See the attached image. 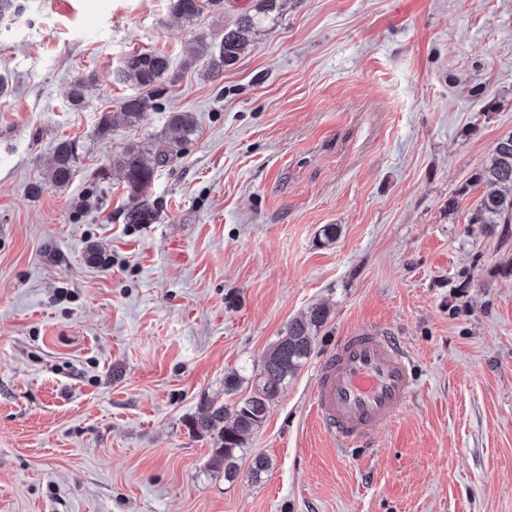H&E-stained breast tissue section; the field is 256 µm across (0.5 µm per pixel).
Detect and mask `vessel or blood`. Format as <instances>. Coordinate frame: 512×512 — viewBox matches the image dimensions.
<instances>
[{
	"label": "vessel or blood",
	"instance_id": "obj_1",
	"mask_svg": "<svg viewBox=\"0 0 512 512\" xmlns=\"http://www.w3.org/2000/svg\"><path fill=\"white\" fill-rule=\"evenodd\" d=\"M414 393L409 359L384 329L341 336L320 363L312 399L326 430L352 447L393 423Z\"/></svg>",
	"mask_w": 512,
	"mask_h": 512
}]
</instances>
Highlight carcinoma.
Listing matches in <instances>:
<instances>
[{
    "label": "carcinoma",
    "mask_w": 512,
    "mask_h": 512,
    "mask_svg": "<svg viewBox=\"0 0 512 512\" xmlns=\"http://www.w3.org/2000/svg\"><path fill=\"white\" fill-rule=\"evenodd\" d=\"M171 13L181 22L192 25L205 12L224 9V0H170ZM253 19L246 16L236 27L224 32L222 40L215 44L208 37L198 40L196 57L185 62L191 66L202 60L211 76L224 73V67L239 57L249 42ZM113 80L119 85L130 84L139 89L136 94L123 98L119 110L106 112L99 119L96 135L107 139L117 129V123L136 126L155 107V100L177 82L170 59L158 52L140 51L126 56L114 73ZM95 78L91 74L74 80L68 93V103L80 107ZM168 126L176 132L175 140L159 139L147 147L127 146L112 159L113 166L123 174L129 203L126 221L129 224H150L155 211L149 201V193L159 167L173 158L175 145L187 143L198 132L197 123L190 112H173ZM84 149L77 139H63L52 149V165L43 178L32 182L30 190L40 195L49 186L64 187L76 173L78 158ZM475 181L483 188L478 206L472 212L470 223L482 225L491 232L499 224H512V193L502 187H512V135L497 142L488 162L476 173ZM327 308L315 304L300 318L288 322L281 336L264 354L261 367L251 394L233 405L218 404L207 400L201 405V413L194 417L193 430L213 441L211 463L224 469V477L237 475L238 451L245 438L264 422L269 402L279 396L288 382L301 369L311 355L320 329L326 323Z\"/></svg>",
    "instance_id": "1"
}]
</instances>
